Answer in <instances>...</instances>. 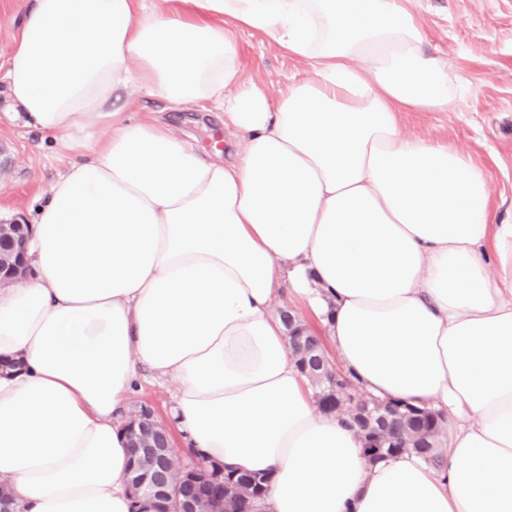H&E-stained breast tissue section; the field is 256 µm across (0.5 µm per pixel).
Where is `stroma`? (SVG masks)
I'll list each match as a JSON object with an SVG mask.
<instances>
[{
  "label": "stroma",
  "mask_w": 512,
  "mask_h": 512,
  "mask_svg": "<svg viewBox=\"0 0 512 512\" xmlns=\"http://www.w3.org/2000/svg\"><path fill=\"white\" fill-rule=\"evenodd\" d=\"M426 47L444 53L464 94L452 112H413L410 134L453 146L483 164L490 176V203L499 220L512 221V0H413ZM246 80L270 92L310 74L309 66L255 31H237ZM9 102L0 91V219L32 220L53 180L70 162L52 152L49 141L25 123L8 119ZM137 112H160L206 156L227 141L219 112L171 111L160 96L140 99Z\"/></svg>",
  "instance_id": "obj_1"
}]
</instances>
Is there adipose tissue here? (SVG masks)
I'll list each match as a JSON object with an SVG mask.
<instances>
[{"instance_id":"adipose-tissue-1","label":"adipose tissue","mask_w":512,"mask_h":512,"mask_svg":"<svg viewBox=\"0 0 512 512\" xmlns=\"http://www.w3.org/2000/svg\"><path fill=\"white\" fill-rule=\"evenodd\" d=\"M410 0H29L5 70L72 162L0 287V487L23 512H154L123 424L149 369L193 457L269 475L263 512H512V224L486 168L405 130L460 87ZM309 77L244 81L234 28ZM224 115L204 156L141 97ZM374 397L443 411V465H367L321 414L283 288Z\"/></svg>"}]
</instances>
